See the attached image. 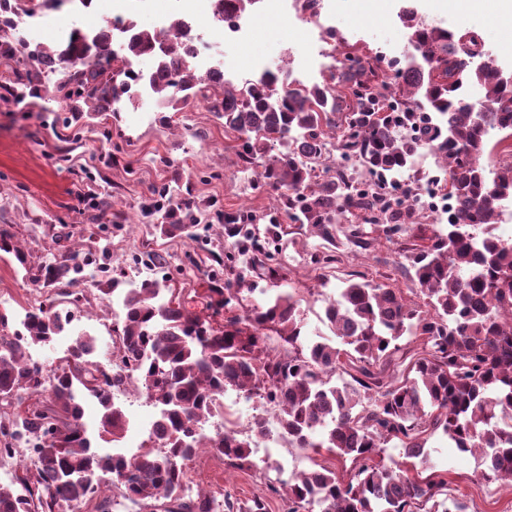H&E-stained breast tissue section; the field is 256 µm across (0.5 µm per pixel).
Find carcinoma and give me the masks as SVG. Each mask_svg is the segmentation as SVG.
<instances>
[{
    "mask_svg": "<svg viewBox=\"0 0 512 512\" xmlns=\"http://www.w3.org/2000/svg\"><path fill=\"white\" fill-rule=\"evenodd\" d=\"M61 0H0V64L12 72L11 95L63 100L75 119L84 111L117 112L116 104L146 91L161 106L183 112L202 99L237 134L235 151L245 171L260 170L259 182L277 195L278 207L295 224L324 242L313 262L322 270L340 262V249L367 251L384 239L410 241L411 286L375 284L361 273L346 278L324 315L332 337L311 341L303 334L299 289L253 297L245 273L276 275L275 254L266 237H282L281 225L257 235L241 215L224 213L228 237L224 270L217 275L187 256L178 273H202L215 286L205 310L193 313L170 296L166 278L145 280L125 291L122 317L112 326L124 353L123 365L108 373L89 359L95 340L78 335L53 376L24 364L26 345L46 344L60 328L52 308L32 316L26 339L0 333V458L16 443L29 444L34 463L9 483L0 482V512H215V497L185 495V462L202 453L203 430L212 419L213 396L231 387L273 410L278 429L294 448H330L351 460L338 474L328 467L300 472L285 483L288 512H450L447 470L430 463L428 438L437 432L462 452L481 457L480 477L512 488V239L494 233L503 202L512 200V166L493 177L481 162L492 135L496 145L512 140V73L493 63L472 67L488 55L474 31L453 32L411 19L410 42L419 56L393 68L378 56L346 58L329 80L311 88L285 85L269 72L251 87L227 88L215 77L190 68L191 41L183 23L162 32L131 23L117 37L104 25L93 33L73 30L56 48L33 45L13 35L15 18L38 15ZM255 0H215L214 16H242ZM128 56H149L153 69L136 73ZM60 75L55 84L49 76ZM404 88L390 90V75ZM483 89L478 101L469 87ZM219 88L222 93L210 94ZM424 117L415 119V114ZM337 140L343 155L354 154L369 173L398 175L411 167L418 149L434 151L445 167L453 199L448 223L431 234L413 235L421 225L408 207L382 214L371 193L348 194L343 178L320 177L308 160L320 161ZM200 219L184 204L154 225L166 238H189ZM0 252L11 254L37 286L72 287L86 271L100 273L102 295L121 281L108 274L107 246L94 235L82 247L61 251L55 261L35 263L21 240L0 228ZM228 313L224 326L213 317ZM409 336L413 352L398 341ZM136 377L146 400L159 408L155 427L161 446L144 444L124 460L94 449L83 422L81 400L94 396L104 412L98 436L122 438L127 419L110 396ZM46 393L48 403L24 405L23 395ZM269 434V421L253 418L250 430L224 428L210 439V451L224 463L252 468L254 439ZM410 459L385 466L377 458L390 442ZM112 488V496L98 493ZM222 512H266L260 497L242 504L224 497Z\"/></svg>",
    "mask_w": 512,
    "mask_h": 512,
    "instance_id": "carcinoma-1",
    "label": "carcinoma"
}]
</instances>
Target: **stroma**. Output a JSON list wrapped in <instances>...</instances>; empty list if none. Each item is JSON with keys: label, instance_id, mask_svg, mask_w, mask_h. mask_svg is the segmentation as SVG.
Instances as JSON below:
<instances>
[{"label": "stroma", "instance_id": "1", "mask_svg": "<svg viewBox=\"0 0 512 512\" xmlns=\"http://www.w3.org/2000/svg\"><path fill=\"white\" fill-rule=\"evenodd\" d=\"M327 2L333 12L316 27L274 19L263 0H257L241 16L246 36L236 43L225 41L223 26L211 15L200 14L197 25L206 32L212 53L230 68L226 79L230 87L241 86L244 79L259 77L269 68L283 70L294 84L319 80L322 61L317 49L327 36L334 37L341 60L379 49L393 58L412 55L409 31L396 15L398 0ZM108 7L109 0H99L98 6L90 8L69 0L60 8L26 19V37L52 46L71 28L96 31L103 26ZM418 9L427 20L445 28L477 32L496 64L512 66V26L498 16L494 0H485L467 12L456 11L449 0H418ZM45 105L43 99L14 98L0 89V225H14L31 261L57 253L54 235L61 225L73 230L86 227L107 205L141 224L143 237L150 239L154 250L167 253L172 264H180L186 243L156 237L153 226L158 215L140 210L169 167L181 174L173 201L211 205L202 218L207 229L200 237L199 256L224 254V223L219 212L246 210L265 219L275 205L264 189L253 187L252 173L240 169L232 135L225 133L223 121L210 112L206 102L176 113L165 129L154 121L159 107L152 98L122 106L104 126L89 119L64 127ZM288 231L298 245L291 257L279 259L287 272L285 279H261L257 285L276 291L304 289L300 310L307 338L326 331L324 309L349 272L366 273L379 283L407 284L400 272L408 263L406 254L386 242L349 256L329 270L328 283H320L319 272L310 262L311 254L321 249L320 239L308 236L305 227L297 224L289 225ZM426 447L433 465L450 470L454 495L471 512H512V491L480 480L482 466L477 455L453 448L439 433L429 438ZM252 459L254 468L239 470L225 467L223 457L206 453L187 461L186 475L195 488L211 495L223 492L243 501L261 496L267 512H287L286 497L267 490L269 465H280L286 477L317 463L339 472L345 469L335 453L324 448H292L275 433L253 448Z\"/></svg>", "mask_w": 512, "mask_h": 512}]
</instances>
